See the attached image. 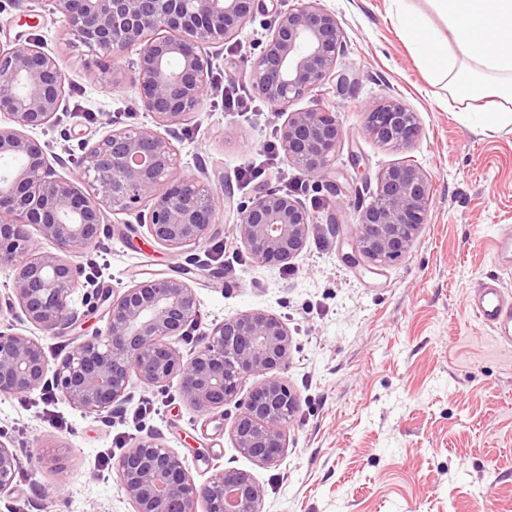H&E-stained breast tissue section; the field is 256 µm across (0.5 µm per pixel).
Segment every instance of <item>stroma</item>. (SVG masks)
I'll return each instance as SVG.
<instances>
[{"mask_svg":"<svg viewBox=\"0 0 512 512\" xmlns=\"http://www.w3.org/2000/svg\"><path fill=\"white\" fill-rule=\"evenodd\" d=\"M322 3L343 31L336 70L345 86H326L289 108L321 103L335 111L343 131L329 167L336 194L281 152L253 184L236 176L286 119L258 96L247 115L225 112L219 92L228 78L251 90L269 14L219 47L211 90L173 139L183 173L206 168L212 186L231 183L238 202L265 186L304 181L296 196L314 222L292 267L254 262L235 238L233 200L222 196L202 266L149 242L132 214L108 215L103 246L78 257L104 288L186 280L203 330L252 310L281 318L292 336L283 377L300 400L285 453L273 466L255 464L232 441L234 405L200 415L174 380L158 389L132 379L122 411L107 423L39 390L0 396V433L23 460L0 512H134L115 470L99 472L95 461L107 450L121 455L147 434L184 459L196 484L227 468L250 472L264 488L263 512H512V346L499 344L466 304L467 293L493 277L512 293V269L493 249L512 230V132L475 126L429 79L397 34L393 0ZM35 40L58 55L65 95L52 125L33 136L66 160L62 174L74 179L90 145L149 117L132 70L113 84L111 64L67 42L50 0H0V43ZM388 99L416 114L420 133L407 147L365 132L368 109ZM397 162L430 174L427 222L404 258L371 270L351 265L344 256L356 207L372 200L379 173ZM104 325L98 314L59 335L28 323L19 330L54 362ZM149 398L153 409L142 413Z\"/></svg>","mask_w":512,"mask_h":512,"instance_id":"1","label":"stroma"}]
</instances>
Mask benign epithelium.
Returning <instances> with one entry per match:
<instances>
[{
    "instance_id": "7a95c632",
    "label": "benign epithelium",
    "mask_w": 512,
    "mask_h": 512,
    "mask_svg": "<svg viewBox=\"0 0 512 512\" xmlns=\"http://www.w3.org/2000/svg\"><path fill=\"white\" fill-rule=\"evenodd\" d=\"M266 40L252 64L256 93L287 112L290 102L333 80L343 49L336 14L321 0H278ZM67 34L119 68L136 49L134 86L150 122L115 128L83 155L80 175L58 174L29 131L59 111L64 73L39 42L0 45V266L14 272L4 306L12 319L58 334L75 329L99 307L106 326L85 336L50 364L38 339L0 326V396L21 397L43 387L57 390L82 413L112 417L132 377L153 387L178 379L181 398L206 414L232 404L236 448L258 465L276 463L288 448V425L298 398L281 372L291 337L279 317L263 311L227 316L190 357L170 339L197 326L199 300L176 277L140 281L114 294L95 288L90 307L71 306L84 271L81 250L97 245L109 213H134L153 241L176 253L203 245L216 224L215 190L207 170L181 172L172 142L177 127L199 110L213 69L212 45L234 38L264 10L263 0H52ZM367 133L383 145L404 147L419 134L416 114L390 99L367 113ZM281 147L309 176L326 177L342 137L326 107L288 112L278 128ZM431 177L403 162L377 178L373 200L356 212L348 262L381 266L405 256L426 224ZM236 239L257 262L286 267L308 238L313 216L297 198L267 187L236 206ZM55 251H42L37 238ZM261 375L238 399L243 380ZM22 459L0 439V495L14 492ZM120 485L135 512H261L263 487L242 470L223 469L198 486L178 453L157 438L138 439L117 461Z\"/></svg>"
}]
</instances>
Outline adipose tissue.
I'll list each match as a JSON object with an SVG mask.
<instances>
[{
  "mask_svg": "<svg viewBox=\"0 0 512 512\" xmlns=\"http://www.w3.org/2000/svg\"><path fill=\"white\" fill-rule=\"evenodd\" d=\"M401 35L464 111L491 131L512 126V0H395Z\"/></svg>",
  "mask_w": 512,
  "mask_h": 512,
  "instance_id": "1",
  "label": "adipose tissue"
}]
</instances>
